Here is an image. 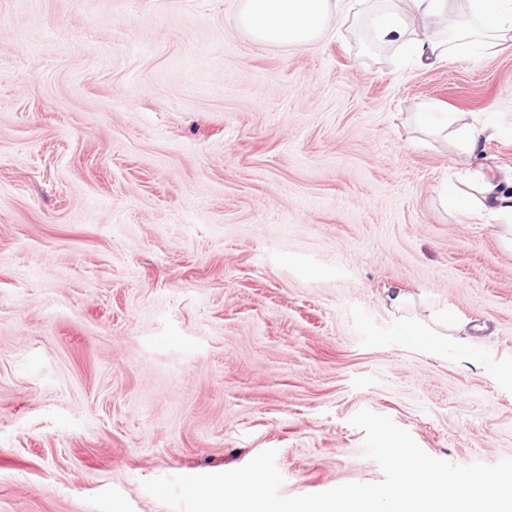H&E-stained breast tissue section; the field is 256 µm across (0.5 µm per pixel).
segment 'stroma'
<instances>
[{
  "mask_svg": "<svg viewBox=\"0 0 512 512\" xmlns=\"http://www.w3.org/2000/svg\"><path fill=\"white\" fill-rule=\"evenodd\" d=\"M352 2L286 47L236 0H0V512H170L145 480L268 449L286 496L378 483L362 409L512 458V224L441 193L512 183V32L422 66ZM395 288L470 348L398 343ZM500 132L501 130L492 116L486 118L479 125L463 124L454 131L458 140L470 153L477 150L482 140ZM445 198L448 207L458 213L471 215L474 211V200L452 184L448 183Z\"/></svg>",
  "mask_w": 512,
  "mask_h": 512,
  "instance_id": "obj_1",
  "label": "stroma"
}]
</instances>
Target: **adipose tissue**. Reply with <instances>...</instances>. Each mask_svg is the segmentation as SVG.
<instances>
[{
    "label": "adipose tissue",
    "instance_id": "obj_1",
    "mask_svg": "<svg viewBox=\"0 0 512 512\" xmlns=\"http://www.w3.org/2000/svg\"><path fill=\"white\" fill-rule=\"evenodd\" d=\"M471 22L459 33L455 44L433 36L413 38L408 17L423 21L439 20L448 8V0H402L401 4L377 10L370 18L376 41L398 45L417 61L437 59L447 51L469 60L486 48L487 35L512 31V0H468ZM337 0H241L235 14L237 27L257 42L273 46H306L322 34L326 20ZM388 300L398 316L395 336L400 342L434 349L436 330L409 318L410 295L396 291Z\"/></svg>",
    "mask_w": 512,
    "mask_h": 512
}]
</instances>
